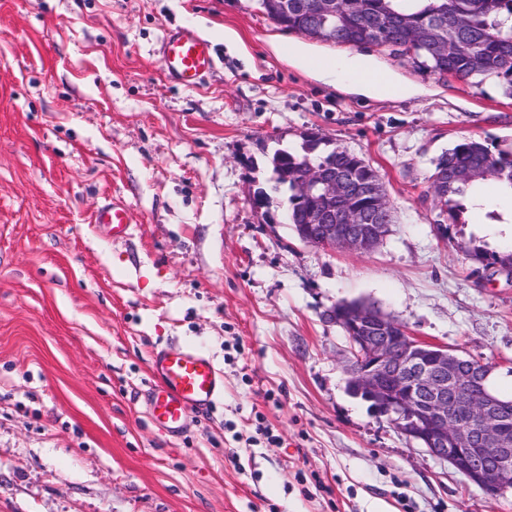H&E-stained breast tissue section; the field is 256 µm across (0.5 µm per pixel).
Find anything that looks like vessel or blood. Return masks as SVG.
I'll use <instances>...</instances> for the list:
<instances>
[{
	"mask_svg": "<svg viewBox=\"0 0 512 512\" xmlns=\"http://www.w3.org/2000/svg\"><path fill=\"white\" fill-rule=\"evenodd\" d=\"M159 55L166 76L184 87L199 84L214 65L210 41L190 25L166 33ZM95 221L119 238L126 235L132 217L121 200L112 198L99 207ZM150 375L149 418L173 436L187 431L191 412L208 409L224 392V377L214 361L188 344L156 351Z\"/></svg>",
	"mask_w": 512,
	"mask_h": 512,
	"instance_id": "b4317fda",
	"label": "vessel or blood"
}]
</instances>
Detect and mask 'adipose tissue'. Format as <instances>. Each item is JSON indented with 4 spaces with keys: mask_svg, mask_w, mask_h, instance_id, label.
I'll return each mask as SVG.
<instances>
[{
    "mask_svg": "<svg viewBox=\"0 0 512 512\" xmlns=\"http://www.w3.org/2000/svg\"><path fill=\"white\" fill-rule=\"evenodd\" d=\"M323 74L337 84L349 87L354 93L374 98H403L406 87L398 84L390 74L375 68L364 56L342 55L326 66Z\"/></svg>",
    "mask_w": 512,
    "mask_h": 512,
    "instance_id": "obj_1",
    "label": "adipose tissue"
}]
</instances>
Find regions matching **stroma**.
<instances>
[{"mask_svg": "<svg viewBox=\"0 0 512 512\" xmlns=\"http://www.w3.org/2000/svg\"><path fill=\"white\" fill-rule=\"evenodd\" d=\"M183 25L214 48L194 88L159 63ZM343 51L257 0H0V512H512L348 393L327 317L374 304L512 398V282L461 248L512 249V196L444 225L430 189L458 141L512 151V97L374 47L414 93L362 97L313 66ZM311 130L382 177L395 221L374 251L300 241L287 192L274 223L253 208L269 154ZM114 195L118 240L94 222ZM175 342L224 375L179 438L144 404ZM95 223L105 225L113 239L127 234L129 224H132V217L125 204L112 196V199L99 207Z\"/></svg>", "mask_w": 512, "mask_h": 512, "instance_id": "stroma-1", "label": "stroma"}]
</instances>
